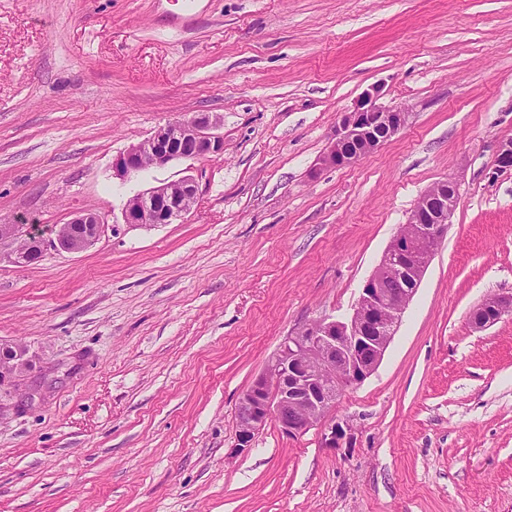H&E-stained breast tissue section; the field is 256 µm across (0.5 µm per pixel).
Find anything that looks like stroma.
<instances>
[{
    "label": "stroma",
    "mask_w": 512,
    "mask_h": 512,
    "mask_svg": "<svg viewBox=\"0 0 512 512\" xmlns=\"http://www.w3.org/2000/svg\"><path fill=\"white\" fill-rule=\"evenodd\" d=\"M0 0V224L112 229L17 267L0 245V342L61 365L0 413V512H512V0ZM382 85L410 119L325 167L343 112ZM223 115L224 154L122 181L167 120ZM194 176L173 224L127 199ZM455 179L448 234L376 371L320 432L268 423L232 456L241 393L284 336L348 317L418 197ZM512 313L511 295H489L470 314L469 322L474 329H486L504 316Z\"/></svg>",
    "instance_id": "1"
}]
</instances>
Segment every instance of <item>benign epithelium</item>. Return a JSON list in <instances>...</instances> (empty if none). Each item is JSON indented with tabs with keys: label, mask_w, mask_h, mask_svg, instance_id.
<instances>
[{
	"label": "benign epithelium",
	"mask_w": 512,
	"mask_h": 512,
	"mask_svg": "<svg viewBox=\"0 0 512 512\" xmlns=\"http://www.w3.org/2000/svg\"><path fill=\"white\" fill-rule=\"evenodd\" d=\"M382 89L374 86L341 115L331 145L322 158L329 167H345L395 137L406 125L408 112L378 103ZM221 117L201 114L175 118L150 137L130 146L112 163L113 175L126 180L150 167L181 158L224 153L218 133ZM496 170H512V140L500 143ZM198 183L192 176L161 184L130 197L122 210L129 226L172 224L196 200ZM460 195L451 179L429 187L417 199L365 282L352 314L342 320L323 317L283 338L267 367L239 397L237 434L232 453L248 451L271 421L288 437L319 428L321 447L338 448L347 437L329 411L349 389L370 376L382 361L403 313L429 263L448 233ZM107 222L98 214L78 212L46 238L30 224H0V243L13 244L8 259L16 266L39 261L48 250L76 253L104 234ZM512 314L511 295H490L470 314L475 329H486ZM33 359L21 344L0 343V411L27 387Z\"/></svg>",
	"instance_id": "obj_1"
}]
</instances>
